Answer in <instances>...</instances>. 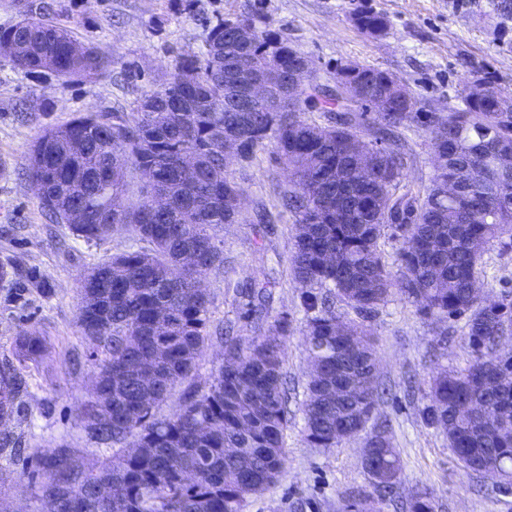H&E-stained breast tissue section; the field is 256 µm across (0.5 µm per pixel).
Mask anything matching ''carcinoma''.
<instances>
[{
  "instance_id": "1",
  "label": "carcinoma",
  "mask_w": 512,
  "mask_h": 512,
  "mask_svg": "<svg viewBox=\"0 0 512 512\" xmlns=\"http://www.w3.org/2000/svg\"><path fill=\"white\" fill-rule=\"evenodd\" d=\"M0 42L16 44L13 67L44 73L53 56L57 78H95L112 57L71 55L76 34L44 3L32 22L0 28ZM290 46L260 32L245 47L219 19L209 27L206 51L182 56L130 116L85 113L49 127L32 144L27 174L41 189L40 202L59 224L88 245H99L117 227H128L145 246L90 268L79 281L77 323L96 370L93 395L80 408L88 436L111 455L87 467L72 448L32 461L33 512H244L283 471L288 425L283 365L288 320L277 317L269 334L252 340L224 336V361L204 386L183 394L178 412L159 417L156 407L173 387L192 379L195 361L211 336L210 300L197 287L202 272L224 266L218 232L236 222L237 183L224 171V138L239 140L248 163L276 142L292 170L282 196L294 218L290 275L301 290L303 339L322 372L308 381L305 436L314 448H334L367 433L373 452L366 472L378 497H391L400 481L399 452L388 424L375 417L384 394L370 370L373 339L363 325L393 291L426 318L466 316L471 359L462 370L434 368L427 424L441 428L459 464L512 482V306L485 304L472 293L485 246L512 249V125L503 124L487 97L462 90L463 108L427 112L423 126L431 149L442 154L428 186L398 193L403 144L398 129L415 112H384L366 123L326 88L313 95V111L332 115L327 124L300 112H265L246 100L228 108L224 71L256 73L268 48ZM297 57L285 56L272 81L280 93ZM367 98L388 94V73L364 67ZM376 152L372 170L365 151ZM195 159L192 178L181 160ZM147 179L141 197L130 195L127 173ZM167 197L164 210L150 204L149 190ZM400 234L402 278L392 279L380 248L386 230ZM123 269L119 280L111 267ZM246 315L262 318L267 289L246 293ZM358 319L336 311V301ZM40 348L27 336L17 356L23 364ZM22 385L17 368L0 365V415L14 406ZM140 448L126 454L128 441ZM227 448L236 452L228 454ZM191 472L190 480L184 474ZM406 512H435L432 491L417 487Z\"/></svg>"
}]
</instances>
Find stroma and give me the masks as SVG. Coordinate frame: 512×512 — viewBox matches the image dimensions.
Wrapping results in <instances>:
<instances>
[{"mask_svg": "<svg viewBox=\"0 0 512 512\" xmlns=\"http://www.w3.org/2000/svg\"><path fill=\"white\" fill-rule=\"evenodd\" d=\"M79 40L112 56V70L92 80L37 78L0 58V363L16 358L22 336L42 338L44 349L27 362L21 416L8 428L23 447L45 451L67 445L86 464L100 458L83 428L80 407L92 392L94 370L77 326L78 281L92 264L135 246L127 230L101 245L75 240L41 208L26 175L30 146L46 127L89 112L131 113L136 98L167 78L179 56L206 50L209 21L252 14L259 31L288 41L304 56L317 82L335 85L348 64L393 74L415 100V111L460 107L472 75L512 94V16H501L497 0H51ZM382 15L387 32L372 37L354 17ZM403 184L428 185L433 154L420 123L403 129ZM245 201L241 218L219 238L224 266L204 277L214 321L233 325L241 344L266 333L267 324L242 318L244 293L262 281L271 291L270 317L287 316L283 367L288 389V456L278 479L251 498L245 512H345L353 497L373 491L362 465L363 438L335 448H313L305 439L304 402L309 380L302 339L305 314L289 271L294 244L291 215L282 206L288 167L268 141L249 165L229 168ZM485 295L512 304V250L490 245L482 257ZM42 285L30 287V278ZM378 379L389 389L377 415L390 425L403 475L400 512L418 486L431 489L435 512H512V484L464 470L446 434L427 425L431 372L436 365L465 366L470 359L465 321L422 318L399 293L369 319ZM32 469L0 455V512H18L31 492Z\"/></svg>", "mask_w": 512, "mask_h": 512, "instance_id": "obj_1", "label": "stroma"}]
</instances>
